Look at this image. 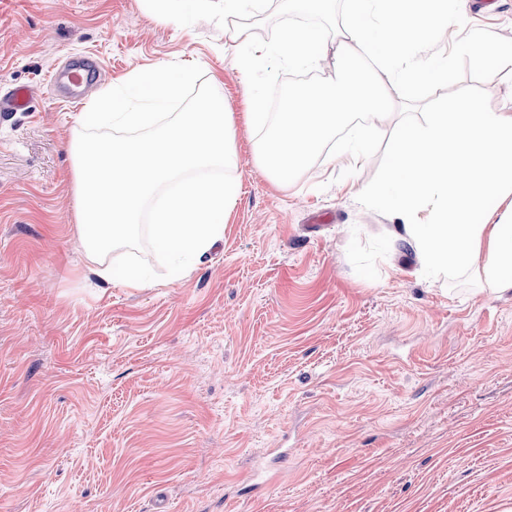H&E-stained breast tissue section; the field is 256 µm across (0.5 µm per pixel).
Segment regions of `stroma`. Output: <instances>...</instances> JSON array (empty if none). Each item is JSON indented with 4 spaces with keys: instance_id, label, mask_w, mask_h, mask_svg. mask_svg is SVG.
<instances>
[{
    "instance_id": "obj_1",
    "label": "stroma",
    "mask_w": 512,
    "mask_h": 512,
    "mask_svg": "<svg viewBox=\"0 0 512 512\" xmlns=\"http://www.w3.org/2000/svg\"><path fill=\"white\" fill-rule=\"evenodd\" d=\"M233 18L148 0H0V512H512V292L418 271L392 207L350 194L384 174L398 122L354 170L275 183L256 160ZM512 0H448L429 54L448 81L397 91L512 109ZM83 51L102 84L195 63L233 114L242 184L224 241L140 289L85 278L67 152L79 108L49 91ZM466 49L472 60L477 64L487 65L490 69L494 67L490 64V61H504L508 59L510 63L512 62V54L507 56L501 53L497 48L489 45L484 38L476 32H472L468 35ZM34 90L29 86H14L2 94L0 90V117L4 119L13 112H30L33 107Z\"/></svg>"
}]
</instances>
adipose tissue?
Listing matches in <instances>:
<instances>
[{
	"mask_svg": "<svg viewBox=\"0 0 512 512\" xmlns=\"http://www.w3.org/2000/svg\"><path fill=\"white\" fill-rule=\"evenodd\" d=\"M447 12V0H346V23L335 43L286 26L265 50L254 46L249 27L225 29L223 48L237 54L246 91L245 120L262 132L255 150L270 176L287 182L317 156L355 166L360 144L394 108L399 84L447 82V61L425 49L426 34L447 23ZM330 52L341 69L366 64L365 81L355 85L341 73L282 100L277 115L265 112L258 70L274 61L316 67ZM339 128L348 132L346 150L325 153L327 138ZM354 194L396 206L401 222L393 240L412 249L421 271L467 275L490 291H512L511 112L472 103L429 113L419 123L402 119L385 174ZM478 254L484 262L471 268Z\"/></svg>",
	"mask_w": 512,
	"mask_h": 512,
	"instance_id": "1",
	"label": "adipose tissue"
}]
</instances>
